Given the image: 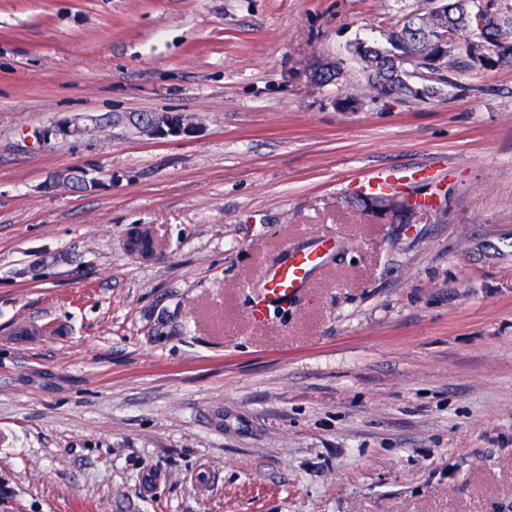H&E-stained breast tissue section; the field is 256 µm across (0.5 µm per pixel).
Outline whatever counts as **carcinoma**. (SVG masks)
Instances as JSON below:
<instances>
[{
    "label": "carcinoma",
    "instance_id": "carcinoma-1",
    "mask_svg": "<svg viewBox=\"0 0 512 512\" xmlns=\"http://www.w3.org/2000/svg\"><path fill=\"white\" fill-rule=\"evenodd\" d=\"M349 53L360 64L367 91L396 88L420 99L425 92L403 78L402 65L412 61L433 73L449 70L457 59L477 71H490L512 58V7L499 0H438L424 13L406 17L384 44L355 42Z\"/></svg>",
    "mask_w": 512,
    "mask_h": 512
}]
</instances>
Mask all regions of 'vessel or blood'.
Returning <instances> with one entry per match:
<instances>
[{
    "label": "vessel or blood",
    "instance_id": "b4317fda",
    "mask_svg": "<svg viewBox=\"0 0 512 512\" xmlns=\"http://www.w3.org/2000/svg\"><path fill=\"white\" fill-rule=\"evenodd\" d=\"M335 246L334 237H323L316 246L293 253L286 264L265 270L266 307L280 305L296 295L310 274Z\"/></svg>",
    "mask_w": 512,
    "mask_h": 512
}]
</instances>
